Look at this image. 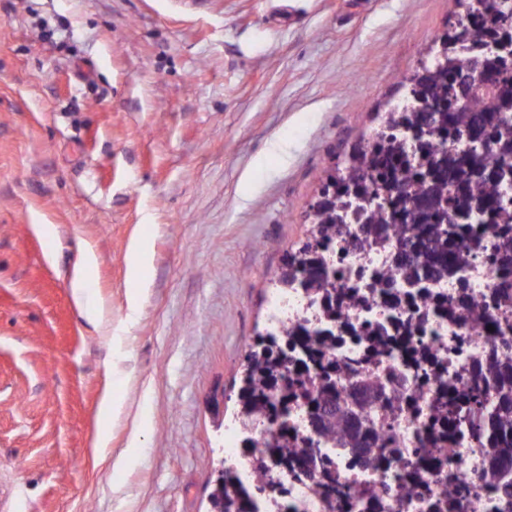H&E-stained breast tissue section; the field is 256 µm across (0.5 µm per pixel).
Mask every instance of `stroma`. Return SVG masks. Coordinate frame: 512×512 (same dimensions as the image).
I'll return each instance as SVG.
<instances>
[{"instance_id": "obj_1", "label": "stroma", "mask_w": 512, "mask_h": 512, "mask_svg": "<svg viewBox=\"0 0 512 512\" xmlns=\"http://www.w3.org/2000/svg\"><path fill=\"white\" fill-rule=\"evenodd\" d=\"M459 12L457 0H0L5 512H210L241 366L326 175ZM108 390L121 413L101 412Z\"/></svg>"}]
</instances>
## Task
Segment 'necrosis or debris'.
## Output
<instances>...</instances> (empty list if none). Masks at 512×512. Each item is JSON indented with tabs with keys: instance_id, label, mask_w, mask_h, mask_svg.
<instances>
[{
	"instance_id": "necrosis-or-debris-1",
	"label": "necrosis or debris",
	"mask_w": 512,
	"mask_h": 512,
	"mask_svg": "<svg viewBox=\"0 0 512 512\" xmlns=\"http://www.w3.org/2000/svg\"><path fill=\"white\" fill-rule=\"evenodd\" d=\"M362 226L350 219L344 236L317 257L341 299L336 309H323L320 294L294 282L274 303L270 328L286 353L283 364L308 396L289 398L287 422L231 433L229 445L250 444L237 471L251 475L284 425L301 455L266 471L261 494L278 512H512V500L486 478L490 439L471 441L454 413L474 377L512 354V300L499 288L504 269L478 249L458 274L430 281L427 291L407 287L397 273L386 283L377 274L391 268L401 243L392 233L384 244L366 243ZM464 296L486 301L481 320L463 314ZM328 335L334 344L311 350L312 339ZM363 382L378 397L355 413L359 445L317 444L310 396L327 385L349 406Z\"/></svg>"
}]
</instances>
